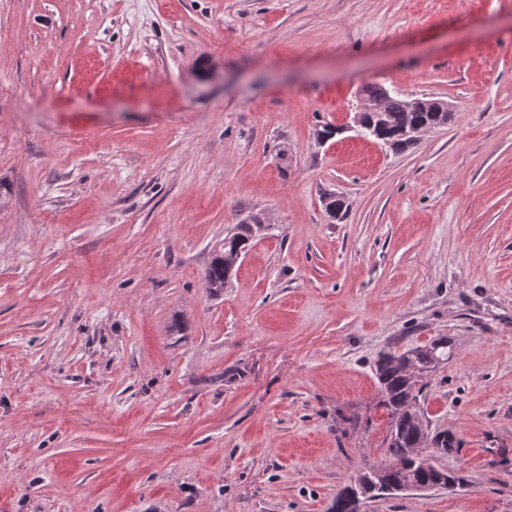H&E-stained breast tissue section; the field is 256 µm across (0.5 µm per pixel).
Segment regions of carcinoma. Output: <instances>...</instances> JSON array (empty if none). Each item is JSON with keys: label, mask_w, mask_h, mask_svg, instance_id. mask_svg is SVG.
Here are the masks:
<instances>
[{"label": "carcinoma", "mask_w": 512, "mask_h": 512, "mask_svg": "<svg viewBox=\"0 0 512 512\" xmlns=\"http://www.w3.org/2000/svg\"><path fill=\"white\" fill-rule=\"evenodd\" d=\"M365 98L372 108L364 117L361 135L377 141L384 149L401 153L412 145L414 131L426 127H439L454 119L455 113L442 112L430 106L414 108L408 100L381 93L376 86L365 89ZM249 224L239 225V231L224 237V243L213 247V254L205 273L207 288L218 296L231 282L233 267L224 263V255L251 246V225L261 226L266 218L255 213L247 216ZM376 375L383 393L382 406L390 419L387 434L388 454L394 466L386 472V482L400 483L406 475L422 484L433 480L432 471L412 458L410 451L419 447L418 401L421 389L419 379L412 377L401 354L385 353L376 362ZM361 498L351 486L344 487L336 495L332 512H359Z\"/></svg>", "instance_id": "carcinoma-1"}]
</instances>
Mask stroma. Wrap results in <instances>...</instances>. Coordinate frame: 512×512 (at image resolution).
Returning a JSON list of instances; mask_svg holds the SVG:
<instances>
[{
	"label": "stroma",
	"instance_id": "obj_1",
	"mask_svg": "<svg viewBox=\"0 0 512 512\" xmlns=\"http://www.w3.org/2000/svg\"><path fill=\"white\" fill-rule=\"evenodd\" d=\"M370 85L456 117L387 152ZM440 336L465 481L361 512H512V0H0V512H331ZM244 220H249L247 225H243ZM266 218L259 213H255L247 216L245 219L239 222V231L233 234H227L223 241L219 245L213 247V254L209 266L205 273V280L207 288L210 292L215 295H221L224 293V287L231 282L233 268L230 264L224 263V255L227 253H235L237 249L240 252L246 251L251 246V225L256 224L257 228H260L262 224H266Z\"/></svg>",
	"mask_w": 512,
	"mask_h": 512
}]
</instances>
